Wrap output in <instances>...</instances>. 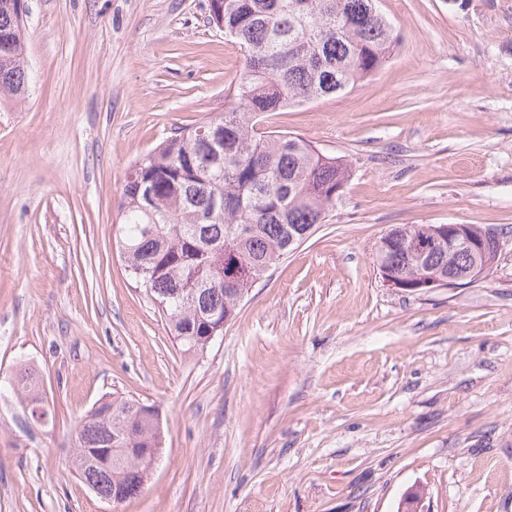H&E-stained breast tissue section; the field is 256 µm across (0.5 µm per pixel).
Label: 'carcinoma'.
<instances>
[{"label":"carcinoma","instance_id":"carcinoma-1","mask_svg":"<svg viewBox=\"0 0 512 512\" xmlns=\"http://www.w3.org/2000/svg\"><path fill=\"white\" fill-rule=\"evenodd\" d=\"M372 0H213L208 24L244 49L233 101L180 127L139 159L126 177L117 235L126 271L166 318L186 353L207 347L216 325L232 321L253 284L312 236L342 196L350 171L290 133L262 132L258 117L337 97L374 74L396 38ZM25 30L15 0H0V94L26 92ZM209 133V141L199 135ZM421 225L395 227L374 261L412 286L420 270L442 279L468 257L448 244L419 258L411 239ZM17 389L39 401L37 380ZM162 427L142 404L99 400L74 427L72 468L102 499L142 491L139 448L162 446ZM112 448H129L122 463Z\"/></svg>","mask_w":512,"mask_h":512}]
</instances>
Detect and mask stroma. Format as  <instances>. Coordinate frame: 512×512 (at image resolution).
Instances as JSON below:
<instances>
[{
	"instance_id": "stroma-1",
	"label": "stroma",
	"mask_w": 512,
	"mask_h": 512,
	"mask_svg": "<svg viewBox=\"0 0 512 512\" xmlns=\"http://www.w3.org/2000/svg\"><path fill=\"white\" fill-rule=\"evenodd\" d=\"M29 89L0 98V512H512V0H380L399 41L339 97L262 115L352 176L316 233L187 354L120 258L131 165L223 111L241 51L208 0H27ZM501 232L486 277L408 292L379 238ZM40 377L32 421L9 387ZM165 444L115 505L74 474L105 395Z\"/></svg>"
}]
</instances>
